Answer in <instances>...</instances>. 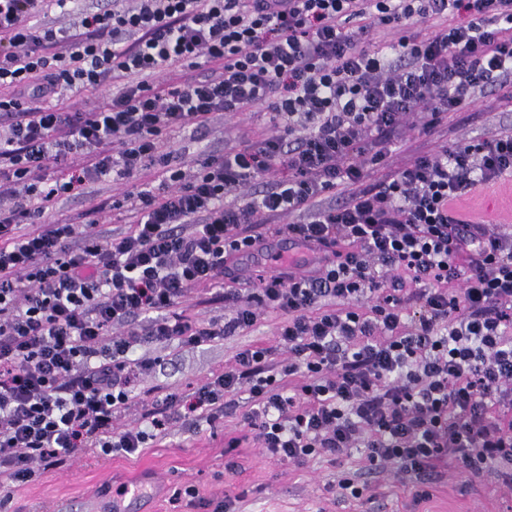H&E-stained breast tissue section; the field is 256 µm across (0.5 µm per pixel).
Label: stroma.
I'll return each instance as SVG.
<instances>
[{"instance_id": "35a3bbf8", "label": "stroma", "mask_w": 512, "mask_h": 512, "mask_svg": "<svg viewBox=\"0 0 512 512\" xmlns=\"http://www.w3.org/2000/svg\"><path fill=\"white\" fill-rule=\"evenodd\" d=\"M261 111L227 114L201 129L172 132L170 141L185 162L220 151L232 155L269 133ZM512 129V99L492 87L476 95L463 109L441 115L431 133L410 130L390 146L388 162L399 167L424 153L452 148L458 141L481 140ZM126 188L125 181L97 185L94 192L61 204L62 219L83 221L95 213L103 231L126 229L133 221L126 209L113 208ZM467 218L503 225L512 231V182L500 178L478 187L454 206ZM279 317L261 312L251 331L198 347L175 342L153 343L148 350L162 363L144 377L142 388L160 387L162 393L191 394L207 378L234 364L247 346L273 349L284 357L277 336ZM244 396L225 408L215 422L173 424L166 438L148 441L134 455L98 457L84 448L66 465L38 470L27 482L11 484L7 512H205L200 500L234 499L238 512H512V490L487 471L468 480L451 473L430 487L431 497L415 503L412 486L392 476L369 478L362 498L340 490L343 478H358L364 466L359 449H350L340 462L313 456L302 467L267 458L249 440L242 421ZM241 443L233 451L224 445L231 438ZM195 486L199 501L175 499L177 489Z\"/></svg>"}]
</instances>
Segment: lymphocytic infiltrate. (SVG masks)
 Returning <instances> with one entry per match:
<instances>
[{
    "instance_id": "1",
    "label": "lymphocytic infiltrate",
    "mask_w": 512,
    "mask_h": 512,
    "mask_svg": "<svg viewBox=\"0 0 512 512\" xmlns=\"http://www.w3.org/2000/svg\"><path fill=\"white\" fill-rule=\"evenodd\" d=\"M448 16L419 42L401 31ZM376 26L398 31L389 50ZM507 79L512 0H0V488L80 448L134 454L242 391L277 461L360 448L419 502L450 467L512 487V232L449 209L512 173V130L362 182L383 158L372 145ZM88 90L107 102L57 107ZM255 108L270 137L146 185L178 158L169 132ZM112 176L129 184L127 230L52 220ZM340 185L342 204L315 208ZM274 218L315 269L243 287L239 262ZM207 286L227 315L178 312ZM263 310L287 358L247 348L190 395L138 391L158 363L138 347L236 336ZM134 405L141 426L115 430Z\"/></svg>"
}]
</instances>
